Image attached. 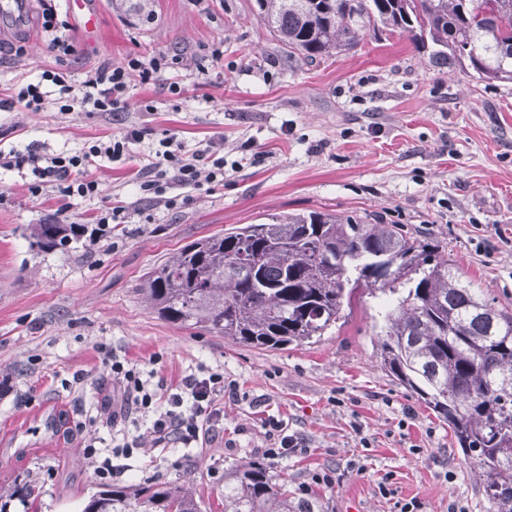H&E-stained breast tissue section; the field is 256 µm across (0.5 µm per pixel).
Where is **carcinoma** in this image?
<instances>
[{
  "instance_id": "1",
  "label": "carcinoma",
  "mask_w": 512,
  "mask_h": 512,
  "mask_svg": "<svg viewBox=\"0 0 512 512\" xmlns=\"http://www.w3.org/2000/svg\"><path fill=\"white\" fill-rule=\"evenodd\" d=\"M288 56L309 64L369 32L407 35L433 66L512 83V0H256ZM78 224L31 225L39 246L66 248ZM377 301L384 369L448 421L479 473L491 512H512V311L460 281L438 241L400 224L320 211L273 216L185 245L141 284L172 323L243 346L279 350L320 340L357 290ZM190 462L182 478L103 485L82 512H203ZM222 512H322L268 467L235 466Z\"/></svg>"
}]
</instances>
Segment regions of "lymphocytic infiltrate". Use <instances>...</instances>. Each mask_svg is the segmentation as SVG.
<instances>
[{"label": "lymphocytic infiltrate", "instance_id": "1", "mask_svg": "<svg viewBox=\"0 0 512 512\" xmlns=\"http://www.w3.org/2000/svg\"><path fill=\"white\" fill-rule=\"evenodd\" d=\"M39 2L42 32L55 64L44 69L37 82L23 85L11 98L1 100V109L20 107L39 112L53 104L63 112H123L128 108L131 75L139 74L147 81L166 69V57L133 55L124 65L93 66L81 77H74L64 68L67 57L75 52L69 35L71 26L57 10L55 0ZM144 134V129L132 127L120 137L85 143L73 153H57L35 144L22 151H0V169L26 178L32 195L52 190L62 202L57 214L63 217L69 211L68 200L100 195L102 184L94 177V170L132 152L142 143ZM142 177L143 194L166 209L177 208L185 199L172 194V186L198 190L223 181L224 149L209 142L189 150L175 137L162 138L157 149L149 152ZM111 370L118 395L105 398L104 412L114 421L143 409L154 411L155 417L146 429L154 446L165 448L176 443L193 447L204 427L219 422L224 414L218 402L219 396L227 392L223 374L191 373L178 387L160 392L149 389L141 371L128 362L113 360ZM263 428L265 446L261 454L265 459L276 462L304 451L303 438L289 433L282 422L270 419Z\"/></svg>", "mask_w": 512, "mask_h": 512}]
</instances>
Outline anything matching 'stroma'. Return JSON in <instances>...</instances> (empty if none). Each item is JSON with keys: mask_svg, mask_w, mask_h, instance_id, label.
<instances>
[{"mask_svg": "<svg viewBox=\"0 0 512 512\" xmlns=\"http://www.w3.org/2000/svg\"><path fill=\"white\" fill-rule=\"evenodd\" d=\"M100 25L86 38L70 18L73 73L128 56L172 63L162 78L130 79L127 111L64 114L50 107L0 111V148L36 143L71 152L135 126L176 135L186 149L222 141L224 180L168 210L144 198L135 175L142 148L96 171L104 192L73 200V224L116 201L128 223L113 246L31 247L30 227L55 218L54 192L32 196L17 173L0 171V512H82L111 459L113 483L171 481L197 463L196 490L221 512L224 477L258 460L262 424L277 419L303 437L305 453L271 464L291 495L318 497L324 512H490L478 478L446 421L380 365L373 303L355 293L339 327L314 344L261 350L170 323L147 308L139 283L182 246L276 215L368 214L422 230L445 246L461 281L512 309V84L438 69L407 36L365 35L352 51L308 65L288 59L256 15L255 0H91ZM38 0L16 18L0 14V99L53 65ZM23 46L24 56L12 53ZM223 67L198 80L212 47ZM182 88L171 94L169 83ZM173 387L201 369L236 387L217 432L195 448L134 440L145 419L97 421L112 387L105 353ZM328 472L332 484L315 483Z\"/></svg>", "mask_w": 512, "mask_h": 512, "instance_id": "obj_1", "label": "stroma"}]
</instances>
